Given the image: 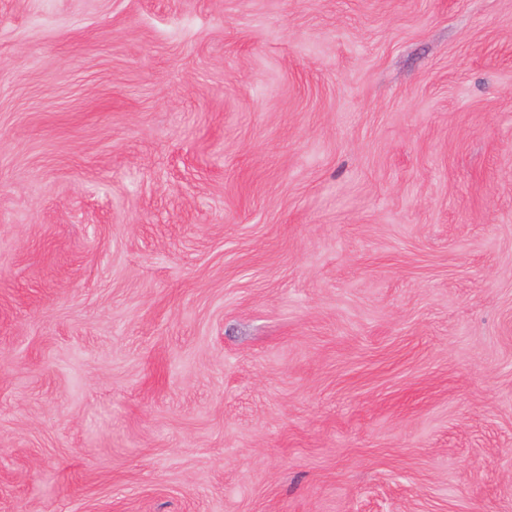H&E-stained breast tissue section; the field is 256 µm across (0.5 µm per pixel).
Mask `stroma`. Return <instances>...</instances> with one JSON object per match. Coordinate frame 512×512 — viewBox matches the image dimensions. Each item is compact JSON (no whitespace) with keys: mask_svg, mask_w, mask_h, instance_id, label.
<instances>
[{"mask_svg":"<svg viewBox=\"0 0 512 512\" xmlns=\"http://www.w3.org/2000/svg\"><path fill=\"white\" fill-rule=\"evenodd\" d=\"M0 512H512V0H0Z\"/></svg>","mask_w":512,"mask_h":512,"instance_id":"1","label":"stroma"}]
</instances>
